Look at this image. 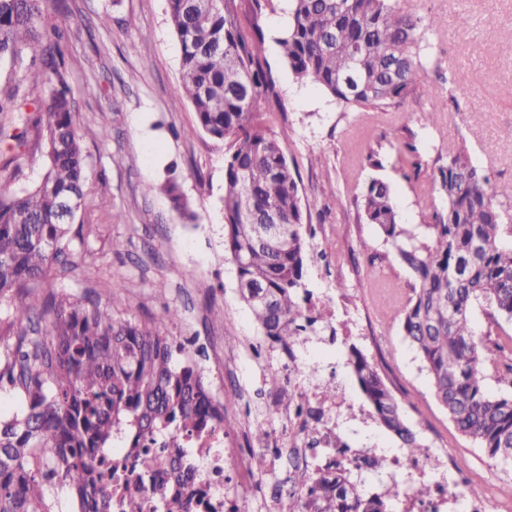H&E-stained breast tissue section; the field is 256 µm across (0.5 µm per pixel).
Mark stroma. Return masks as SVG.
Listing matches in <instances>:
<instances>
[{"mask_svg":"<svg viewBox=\"0 0 512 512\" xmlns=\"http://www.w3.org/2000/svg\"><path fill=\"white\" fill-rule=\"evenodd\" d=\"M403 10L431 19L423 31V82L386 112L347 107L321 88L297 81L274 36L283 22L282 0H271L258 17L266 40L263 54L276 82L281 110L270 118L290 165L298 174L302 201L317 200L306 218L315 230L305 283L332 301L348 298L334 325L346 333L358 319L371 362L401 403L408 425L424 444L450 450L475 489L491 496L487 512H499L512 483V460L488 456L461 434L437 402L430 379L405 341L400 321L382 318L375 300L380 282L409 292L413 278L384 235L364 220L361 195L371 179L391 186L402 223L423 222V201L435 196L432 159L466 141L471 156L492 182L512 181V0H399ZM56 23L71 27L67 48L75 121L106 129V140H85L89 181L78 215L80 234L71 236L72 264L52 268L33 294L39 335H47L50 296L88 303L99 300L116 319L151 322L164 306L180 316L162 332L194 350V361L216 399L225 383L244 398L225 403L230 432L252 443L246 417L261 420L271 401L266 368L247 356L261 331L242 302L236 268L224 252V161L228 146L196 124L181 95L180 47L169 23L166 0H66L51 10ZM454 82V97L438 109L441 78ZM415 139L428 159L414 171L400 148ZM378 165H371L370 152ZM44 157L36 142L22 150L17 173L0 171V187L39 184ZM175 178L197 213L181 219L161 186ZM154 185L144 194V185ZM122 222H113L114 213ZM121 250H113V240ZM235 333L238 364L224 362V338ZM340 433L351 446L400 453V440L374 419L347 420Z\"/></svg>","mask_w":512,"mask_h":512,"instance_id":"35a3bbf8","label":"stroma"}]
</instances>
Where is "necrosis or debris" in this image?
<instances>
[{"instance_id":"4bbe7bcc","label":"necrosis or debris","mask_w":512,"mask_h":512,"mask_svg":"<svg viewBox=\"0 0 512 512\" xmlns=\"http://www.w3.org/2000/svg\"><path fill=\"white\" fill-rule=\"evenodd\" d=\"M255 358H273L278 368L288 376V389L294 396L291 405L277 410L273 428L261 439L260 447L275 448L286 442L299 461H306L312 447L330 449L331 460L351 463L371 456L368 448H337L336 419L343 413L354 412V404L346 398L324 399L325 384L315 365L309 363L304 343L297 342L270 353L262 345L252 347ZM158 443L169 456L184 458L195 469L194 484L205 493L206 502L215 512H222L225 490L245 483L256 484L259 471L266 467V458L241 448L237 439L218 430L206 435L191 436L174 428L162 435ZM387 473L402 489L405 512H486L489 499L473 490L444 448H432L421 456L393 455L385 458ZM426 488V495H416V488Z\"/></svg>"}]
</instances>
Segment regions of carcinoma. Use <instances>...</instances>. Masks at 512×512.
<instances>
[{
  "label": "carcinoma",
  "instance_id": "carcinoma-1",
  "mask_svg": "<svg viewBox=\"0 0 512 512\" xmlns=\"http://www.w3.org/2000/svg\"><path fill=\"white\" fill-rule=\"evenodd\" d=\"M180 46L178 91L191 102L197 126L228 143L224 165V252L236 267L241 298L262 334L276 345L312 331L300 289L306 287L314 233L288 157L266 115L279 108L264 60V37L239 0H167ZM50 0H0V63L21 69L0 95V158L8 168L33 137L44 146L39 185L0 190V299L29 296L52 267L66 262L65 243L88 179L84 139L102 129L75 128V102L64 59L67 28L47 22ZM289 21L277 43L300 81L322 87L345 106L385 110L422 79L419 34L424 18L396 0H289ZM446 205L425 203L429 224L420 238L398 222L387 183L373 179L361 196L367 223L384 234L415 280L402 302L401 331L427 371L456 428L492 458H512V392L493 395L489 377L512 389V363L488 356L471 325L474 307L512 320V182L491 185L462 141L434 175ZM168 193L181 217L196 214ZM275 223L269 224L267 220ZM32 305L20 303L15 341L0 357V386L20 392L22 405L0 419V512H49L58 485L78 512H114L112 475L120 465L97 453L127 432L138 471L162 464L157 437L172 427L189 434L224 427L215 402L185 347L160 331L179 312L163 307L151 324L118 321L108 306L51 299L49 338L27 335ZM348 366L375 418L409 448L425 452L405 424L400 403L374 364L355 346ZM153 491L167 512H188L185 463L171 460ZM291 512H387V497L365 493L350 468L297 467L288 477Z\"/></svg>",
  "mask_w": 512,
  "mask_h": 512
}]
</instances>
